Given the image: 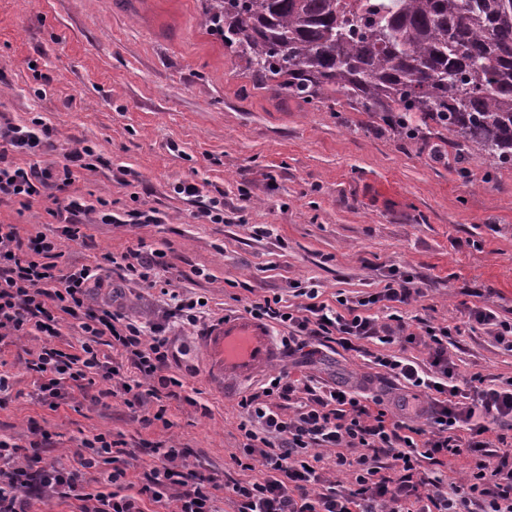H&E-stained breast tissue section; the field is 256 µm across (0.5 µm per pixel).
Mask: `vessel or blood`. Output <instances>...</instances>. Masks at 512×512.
I'll return each instance as SVG.
<instances>
[{
    "mask_svg": "<svg viewBox=\"0 0 512 512\" xmlns=\"http://www.w3.org/2000/svg\"><path fill=\"white\" fill-rule=\"evenodd\" d=\"M202 345L228 398L283 357L270 327L247 314L225 315L210 326Z\"/></svg>",
    "mask_w": 512,
    "mask_h": 512,
    "instance_id": "b4317fda",
    "label": "vessel or blood"
}]
</instances>
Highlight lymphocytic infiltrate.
<instances>
[{"label": "lymphocytic infiltrate", "instance_id": "f902f5d3", "mask_svg": "<svg viewBox=\"0 0 512 512\" xmlns=\"http://www.w3.org/2000/svg\"><path fill=\"white\" fill-rule=\"evenodd\" d=\"M49 129L34 131L0 120V201L18 199L32 206L42 186L63 192L65 224L57 235H22L16 224H0V346L33 336L27 369L34 378V397L58 409L81 396L100 403L123 398L133 410L146 398L158 400L144 424L163 420L162 400L187 401L186 384L172 373L173 340L161 326L128 319L110 304L92 305L103 282V265L124 277L154 284L163 268L160 250L103 254L91 263L59 269L63 240L87 239L79 198L67 195L66 183H54L50 170L26 169L10 151H36L50 140ZM305 305L284 306L281 297L264 298L249 308L254 318L274 323L288 334L289 352L310 341L337 342L362 352L363 342L384 345L373 363L385 378L424 395L427 406L387 400L357 385L329 387L314 379L292 378L280 371L276 381L241 398L242 470L252 479L233 482L236 512H512V452L496 464L485 449L506 444L512 430V378L481 376L459 381L446 343L450 328L426 326L423 336L405 333L403 325L378 323L370 316L382 302L408 303L409 280L393 277L380 291L359 298L337 295L335 304L319 301L315 286L297 287ZM74 321L77 342L63 341L62 328ZM418 342L428 357H406L400 343ZM307 399L289 415L280 404L296 393ZM427 415V427L413 417ZM52 433L32 426L24 443L0 438V512H34L36 505L72 502L76 512H144L143 501L165 512H220L223 484L202 477L189 463L185 449L164 442L149 447L157 463L132 486L124 467L128 448L108 434L82 439L75 464L52 458ZM465 453L475 460L465 483L422 474L428 460L442 466ZM349 481L338 480V473Z\"/></svg>", "mask_w": 512, "mask_h": 512}]
</instances>
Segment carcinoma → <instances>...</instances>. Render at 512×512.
I'll list each match as a JSON object with an SVG mask.
<instances>
[{"label":"carcinoma","instance_id":"obj_1","mask_svg":"<svg viewBox=\"0 0 512 512\" xmlns=\"http://www.w3.org/2000/svg\"><path fill=\"white\" fill-rule=\"evenodd\" d=\"M201 26L264 89L338 102L459 158L512 166V0H203Z\"/></svg>","mask_w":512,"mask_h":512}]
</instances>
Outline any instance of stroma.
<instances>
[{
	"label": "stroma",
	"mask_w": 512,
	"mask_h": 512,
	"mask_svg": "<svg viewBox=\"0 0 512 512\" xmlns=\"http://www.w3.org/2000/svg\"><path fill=\"white\" fill-rule=\"evenodd\" d=\"M200 9L201 0H0V115L53 130V149L15 151L12 160L57 171L75 147L100 157L74 169L68 189L92 207L84 220L94 245L65 242L60 267L143 242L165 252L172 293L206 303L196 324L169 321L180 349L174 371L197 405L169 402L167 424L150 426L118 398L53 411L33 397L22 348L9 346L0 367L14 386L0 402V438H23L36 423L68 457L82 435L111 433L134 450L126 468L135 484L153 461L146 444L168 439L218 482L246 479L231 458L242 443L238 400L212 385L200 338L266 296L300 305L298 282L316 283L331 303L340 292H376L391 273L409 275L419 296L391 311L374 306L379 322L394 313L418 335L454 327L448 353L459 377L512 376V352L470 319L489 308L512 321V167L473 153L436 161L422 142L378 130L372 114L254 88L243 61L200 26ZM182 183L198 195L177 194ZM212 198L224 202L223 223L202 215ZM101 200L119 214L155 211L158 221L101 223ZM54 208L46 189L28 210L1 203L0 224L47 233L60 224ZM101 277L100 299L121 284L130 318L156 323L173 308L159 289L120 282L109 269ZM281 366L297 379L390 391L367 358L333 342Z\"/></svg>",
	"instance_id": "stroma-1"
}]
</instances>
